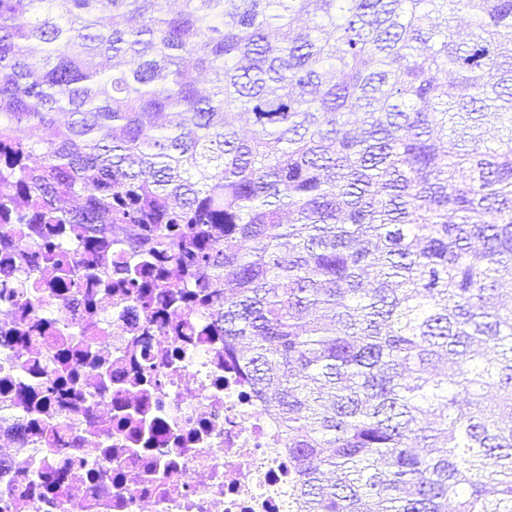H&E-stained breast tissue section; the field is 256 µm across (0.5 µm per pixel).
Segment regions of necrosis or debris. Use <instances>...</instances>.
<instances>
[{"instance_id": "4bbe7bcc", "label": "necrosis or debris", "mask_w": 512, "mask_h": 512, "mask_svg": "<svg viewBox=\"0 0 512 512\" xmlns=\"http://www.w3.org/2000/svg\"><path fill=\"white\" fill-rule=\"evenodd\" d=\"M206 293L0 182V512H290L283 434Z\"/></svg>"}]
</instances>
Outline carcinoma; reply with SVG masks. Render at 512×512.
<instances>
[{
	"label": "carcinoma",
	"instance_id": "1",
	"mask_svg": "<svg viewBox=\"0 0 512 512\" xmlns=\"http://www.w3.org/2000/svg\"><path fill=\"white\" fill-rule=\"evenodd\" d=\"M51 2L0 0L12 182L211 288L297 512H512V0Z\"/></svg>",
	"mask_w": 512,
	"mask_h": 512
}]
</instances>
